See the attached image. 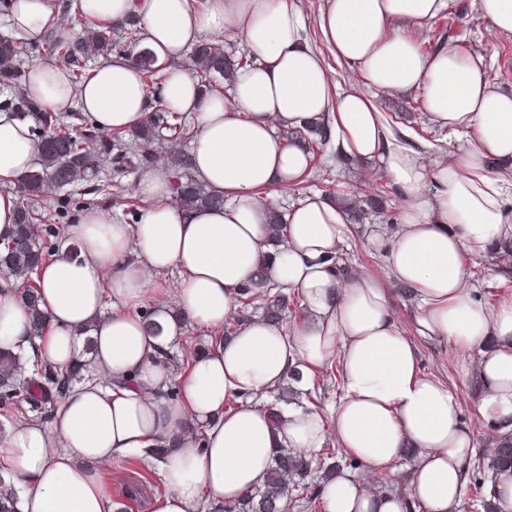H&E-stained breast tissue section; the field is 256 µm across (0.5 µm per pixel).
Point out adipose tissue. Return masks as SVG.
I'll return each instance as SVG.
<instances>
[{
  "mask_svg": "<svg viewBox=\"0 0 512 512\" xmlns=\"http://www.w3.org/2000/svg\"><path fill=\"white\" fill-rule=\"evenodd\" d=\"M454 2L326 0L319 21L331 53L357 69L364 87L420 91L432 123L466 132L448 160L433 164L393 144L363 90L331 95L329 72L307 47L304 20L288 0H204L198 8L189 0H81L93 22L141 17L140 50L171 71L158 96L194 116L193 173L224 204L181 209L169 199L165 172L151 169L137 184L150 202L137 223H116L104 207L88 210L39 271L46 321L39 339L31 337L17 291L0 289L2 351L30 345L39 363L63 370L82 346V328L93 331L92 379L66 393L54 422L19 417L0 432V468L17 480L19 512H125L102 473L155 448L165 451L158 462L165 491L152 512H206L209 503L240 500L261 485L274 449L314 457L331 437L368 478L394 471L405 449H414L412 498L426 512H460L473 434L458 395L423 373L385 292L404 286L418 297L419 336L476 353L484 387L478 410L512 429V298L493 306L474 299L466 263L491 243H512V193L505 189L512 178L491 166L512 161V92L486 80L481 59L453 44L423 54L407 33ZM4 5L16 38L72 37L57 23L58 0ZM227 31L256 59L237 72L229 101L203 95L182 63L188 48ZM25 85L51 111L79 107L102 132L147 116L133 58L100 60L77 87L65 68L37 66ZM321 119L334 129L337 151L385 172L401 200L396 232L368 236L385 260V282L338 272L349 223L341 206L317 194L292 206L286 240L269 251L273 205L264 193L298 185L309 166L302 144L279 132ZM39 150L28 122L0 111V238L14 231V188ZM174 267L182 274L175 294L159 290L156 312L144 320L137 309L148 286ZM257 281L303 296L306 316L295 334L247 320L188 371L161 363L183 320L223 326L238 309L239 288ZM335 360L344 367L343 394L329 413L287 406L275 418L261 405L293 370ZM172 383L178 402L160 400ZM367 480L328 481L326 512H405L399 495L373 490Z\"/></svg>",
  "mask_w": 512,
  "mask_h": 512,
  "instance_id": "obj_1",
  "label": "adipose tissue"
}]
</instances>
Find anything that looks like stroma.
I'll return each mask as SVG.
<instances>
[{
  "mask_svg": "<svg viewBox=\"0 0 512 512\" xmlns=\"http://www.w3.org/2000/svg\"><path fill=\"white\" fill-rule=\"evenodd\" d=\"M294 5L305 21L306 43L322 56L332 79L333 90L340 91L357 84L359 77L355 70L334 57L319 30L323 0H294ZM454 13L455 17L448 27L429 22L414 31L419 49L430 54L436 45L452 43L463 54L481 56L485 73L494 75L501 89L512 92V34L490 33L471 0H459ZM371 97L379 111L391 118L393 126L402 134L406 147L424 158L444 157L447 150L460 146L465 140L464 132L459 130L444 134L437 142L425 140V132L431 131L433 125L426 116L420 92L386 94L375 90ZM141 175L142 171L138 168L117 169L111 156L105 155L92 176L62 189H51L44 196L36 198L32 206L37 214L44 216L45 228L50 233L58 227L79 223L84 213L82 204L90 199L97 206L107 208L114 221L128 224L132 218L126 214L124 206L104 196L93 195L92 190L100 181L116 180L132 194ZM353 185L380 195L386 207L385 212L369 214L366 225L385 223L386 211H400L401 201L382 172L351 163H338L336 146L332 143L312 158L298 188L274 192V203L285 213L305 194H321L331 189L339 195ZM366 225L354 226L352 232L345 236L338 252L339 263L344 269L362 271L381 281L386 276L385 265L365 237ZM466 263L476 299L493 305L512 297V255L501 256L499 247L494 245L482 256L467 258ZM387 294L400 330L404 336L417 340L423 373L433 375L455 391L461 402L462 420L473 433L476 455L468 468L461 512H491L489 503L482 501L479 491L493 486L489 456L501 432L495 422L478 411L480 385L472 371L476 356L448 340L417 339L410 319L417 306L416 301L401 297L393 288L388 289ZM215 334L214 328L193 321L185 322L181 338L163 355V362H180L187 354L207 352ZM330 464L338 465L343 475L359 478L364 472L363 466L340 448L336 440L326 441L319 455L309 459L307 468L293 475L290 482L293 493L288 512H325L321 490L324 468ZM107 479L112 486L113 496L126 503L127 512H149L153 497L164 491L156 465L138 456L113 464Z\"/></svg>",
  "mask_w": 512,
  "mask_h": 512,
  "instance_id": "1",
  "label": "stroma"
}]
</instances>
